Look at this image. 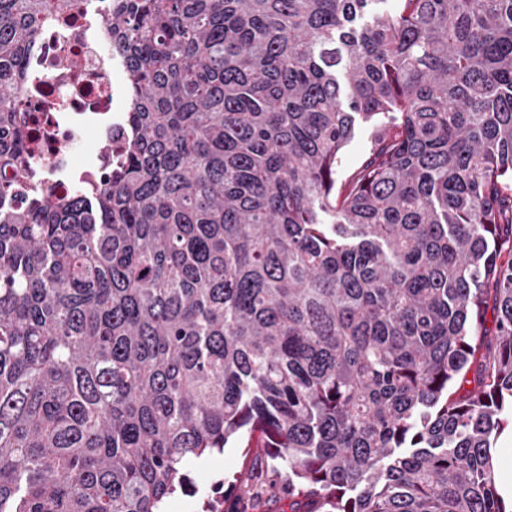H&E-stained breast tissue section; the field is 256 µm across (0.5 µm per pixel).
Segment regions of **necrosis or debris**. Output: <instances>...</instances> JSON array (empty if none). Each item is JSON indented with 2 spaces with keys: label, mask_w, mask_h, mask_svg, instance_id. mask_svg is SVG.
<instances>
[{
  "label": "necrosis or debris",
  "mask_w": 512,
  "mask_h": 512,
  "mask_svg": "<svg viewBox=\"0 0 512 512\" xmlns=\"http://www.w3.org/2000/svg\"><path fill=\"white\" fill-rule=\"evenodd\" d=\"M31 64L41 78L21 110L39 137L41 172L65 198L111 163L105 143L127 138L126 69L104 21L87 14L48 27Z\"/></svg>",
  "instance_id": "1"
}]
</instances>
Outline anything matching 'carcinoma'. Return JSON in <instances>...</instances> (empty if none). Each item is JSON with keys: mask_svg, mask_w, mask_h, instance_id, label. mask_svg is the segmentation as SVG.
<instances>
[{"mask_svg": "<svg viewBox=\"0 0 512 512\" xmlns=\"http://www.w3.org/2000/svg\"><path fill=\"white\" fill-rule=\"evenodd\" d=\"M90 2L0 0V512L253 440L291 512H512V0H99L127 143L58 199L27 61ZM371 148V140L367 130L361 126L352 142L345 149L337 173V186L356 172L367 159ZM492 452L495 457V480L501 495L508 503L512 495L508 494L503 483L505 479L512 481V428L510 425L498 436Z\"/></svg>", "mask_w": 512, "mask_h": 512, "instance_id": "1", "label": "carcinoma"}]
</instances>
